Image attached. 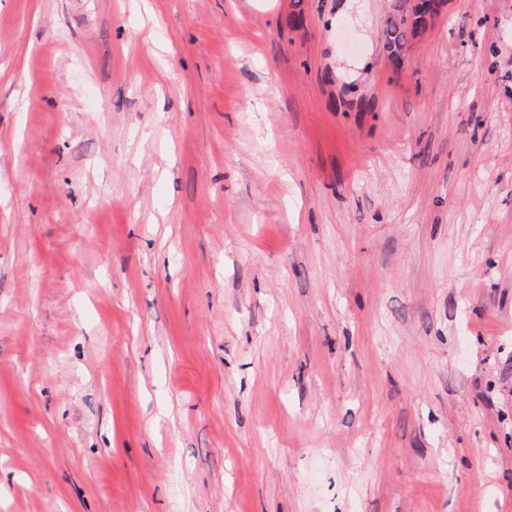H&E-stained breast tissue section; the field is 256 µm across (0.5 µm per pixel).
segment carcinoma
<instances>
[{
    "label": "carcinoma",
    "mask_w": 512,
    "mask_h": 512,
    "mask_svg": "<svg viewBox=\"0 0 512 512\" xmlns=\"http://www.w3.org/2000/svg\"><path fill=\"white\" fill-rule=\"evenodd\" d=\"M438 8L439 0H392V13L380 32L392 58H401L406 46L433 23Z\"/></svg>",
    "instance_id": "carcinoma-1"
}]
</instances>
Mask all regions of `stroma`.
<instances>
[{
	"instance_id": "35a3bbf8",
	"label": "stroma",
	"mask_w": 512,
	"mask_h": 512,
	"mask_svg": "<svg viewBox=\"0 0 512 512\" xmlns=\"http://www.w3.org/2000/svg\"><path fill=\"white\" fill-rule=\"evenodd\" d=\"M0 0V512H512V0ZM391 15L380 32L384 49L394 59L403 55L406 46L425 31L438 13V0H392Z\"/></svg>"
}]
</instances>
